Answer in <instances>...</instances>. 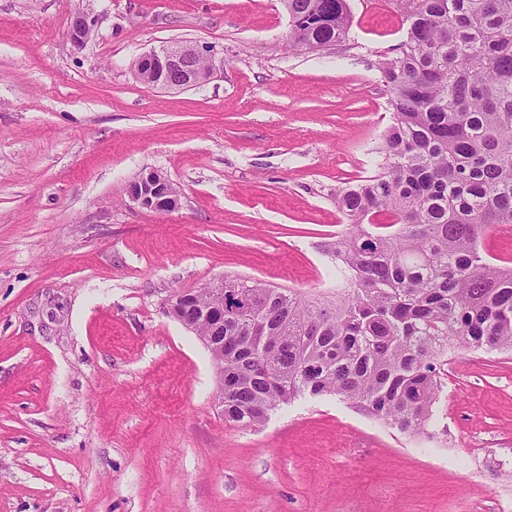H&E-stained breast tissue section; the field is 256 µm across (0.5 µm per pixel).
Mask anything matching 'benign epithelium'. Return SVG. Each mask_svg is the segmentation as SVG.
I'll return each mask as SVG.
<instances>
[{
  "mask_svg": "<svg viewBox=\"0 0 512 512\" xmlns=\"http://www.w3.org/2000/svg\"><path fill=\"white\" fill-rule=\"evenodd\" d=\"M93 26L94 18L89 12H78L71 27L73 41L78 45L84 44L88 30ZM205 58V51L198 46L176 43L142 54L135 62V71L154 73L156 86L184 89L198 85L210 76L209 65L197 64V60ZM128 193L134 202L149 210L169 211L179 203V194L173 184L156 171L142 174L131 182ZM207 288L210 302L203 317L210 322V331L214 332L224 327V303L241 305L245 299L238 289L224 287L222 278L212 281Z\"/></svg>",
  "mask_w": 512,
  "mask_h": 512,
  "instance_id": "benign-epithelium-1",
  "label": "benign epithelium"
}]
</instances>
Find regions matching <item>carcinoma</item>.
Instances as JSON below:
<instances>
[{
  "label": "carcinoma",
  "mask_w": 512,
  "mask_h": 512,
  "mask_svg": "<svg viewBox=\"0 0 512 512\" xmlns=\"http://www.w3.org/2000/svg\"><path fill=\"white\" fill-rule=\"evenodd\" d=\"M317 53L348 38L347 0H284ZM407 25L379 62L393 111L373 175L336 194L334 301L250 278L224 308V420L254 427L281 404L335 395L413 436L435 432L448 346L512 351V267L483 236L512 224V0H396Z\"/></svg>",
  "instance_id": "carcinoma-1"
}]
</instances>
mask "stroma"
Wrapping results in <instances>:
<instances>
[{
    "label": "stroma",
    "mask_w": 512,
    "mask_h": 512,
    "mask_svg": "<svg viewBox=\"0 0 512 512\" xmlns=\"http://www.w3.org/2000/svg\"><path fill=\"white\" fill-rule=\"evenodd\" d=\"M348 6L307 54L282 0H0V512H512V353L449 347L431 440L334 396L244 428L167 312L225 275L347 290L336 194L374 172L406 30L394 0ZM177 41L211 78L141 81ZM151 170L177 209L129 199Z\"/></svg>",
    "instance_id": "obj_1"
}]
</instances>
